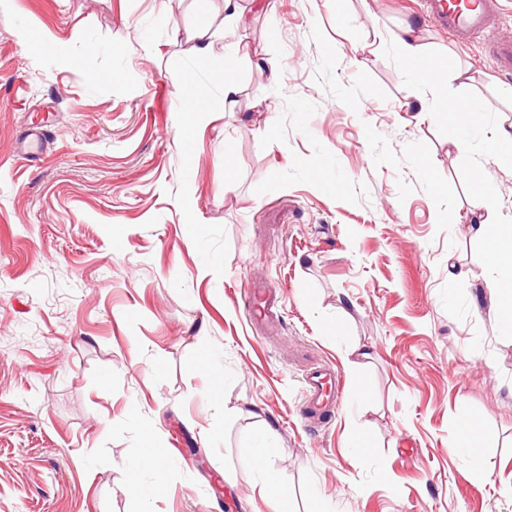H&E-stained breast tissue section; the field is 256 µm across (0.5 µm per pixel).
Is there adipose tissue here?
<instances>
[{
  "label": "adipose tissue",
  "instance_id": "ef3b65f1",
  "mask_svg": "<svg viewBox=\"0 0 512 512\" xmlns=\"http://www.w3.org/2000/svg\"><path fill=\"white\" fill-rule=\"evenodd\" d=\"M397 54L409 71L424 82L434 81L435 63L427 55L412 26H405L392 36ZM481 208L471 220L470 230L486 248L492 276L487 282L498 323L512 327V218H502L493 194L480 195Z\"/></svg>",
  "mask_w": 512,
  "mask_h": 512
}]
</instances>
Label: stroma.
I'll return each instance as SVG.
<instances>
[{
    "mask_svg": "<svg viewBox=\"0 0 512 512\" xmlns=\"http://www.w3.org/2000/svg\"><path fill=\"white\" fill-rule=\"evenodd\" d=\"M239 4L242 29L223 0H0V512H278L259 454L290 512H512V331L468 224L475 171L512 216L485 147L512 77L420 0ZM407 23L438 89L391 43ZM317 364L340 401L306 422ZM206 26L198 28L196 39L199 40L195 50L196 62L199 67L208 68L214 56V41ZM481 435V424L477 417L467 416L459 424V435L452 448L478 447L477 442Z\"/></svg>",
    "mask_w": 512,
    "mask_h": 512,
    "instance_id": "35a3bbf8",
    "label": "stroma"
}]
</instances>
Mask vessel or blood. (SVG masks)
Instances as JSON below:
<instances>
[{"label": "vessel or blood", "instance_id": "vessel-or-blood-1", "mask_svg": "<svg viewBox=\"0 0 512 512\" xmlns=\"http://www.w3.org/2000/svg\"><path fill=\"white\" fill-rule=\"evenodd\" d=\"M422 7L437 28L459 42L466 43L478 36L487 37L496 69L512 74V39L503 37L499 30L500 0H422ZM331 381L332 371L327 366H316L307 371L308 414H323L334 402V392L327 389Z\"/></svg>", "mask_w": 512, "mask_h": 512}]
</instances>
